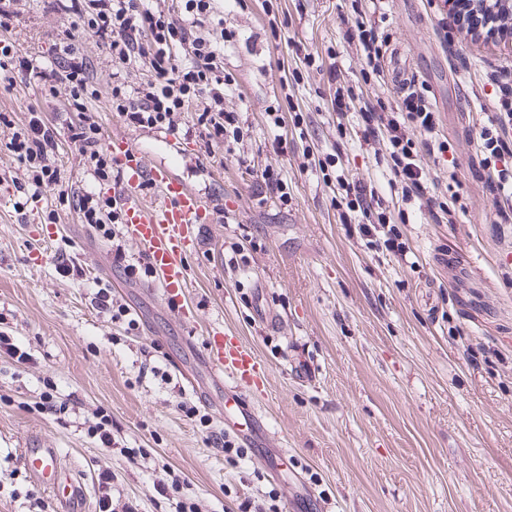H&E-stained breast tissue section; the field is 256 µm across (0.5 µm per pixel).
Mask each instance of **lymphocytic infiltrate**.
<instances>
[{
	"label": "lymphocytic infiltrate",
	"instance_id": "obj_1",
	"mask_svg": "<svg viewBox=\"0 0 512 512\" xmlns=\"http://www.w3.org/2000/svg\"><path fill=\"white\" fill-rule=\"evenodd\" d=\"M19 2L0 0V70L38 78L47 98L63 100L67 111L75 113L68 125L70 140L95 181L111 182L113 165L91 107L92 100L103 94L78 39L82 30L95 33L113 61L148 74L143 82L113 81L106 94L112 110L128 126L175 136L182 115L187 114L208 148L221 147L228 137H240V117L224 104L235 82L224 69V44L230 35L223 30L215 36L201 29L214 0H56L64 16L59 44L41 59L21 52L8 37L21 14ZM343 38L357 45L374 78H381L384 33L357 19L348 23ZM500 92L497 112L475 130L472 140L496 215L506 221L512 219V85L502 84ZM440 125L441 114L426 95L407 86L393 108L361 107L355 134L361 143L384 147L382 160L390 182L400 186L405 201L435 223L450 224L454 213L433 193L435 181L422 163L423 156L439 160L448 150ZM4 128L11 132L5 147L25 172L29 200L39 201L44 188L57 182L49 159L58 148L59 132L38 112L20 127L9 113L1 112L0 130ZM336 206L341 223L360 220L359 231L370 243L393 255H405L406 243L387 215L378 186L346 184Z\"/></svg>",
	"mask_w": 512,
	"mask_h": 512
}]
</instances>
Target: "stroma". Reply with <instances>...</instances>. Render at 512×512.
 Instances as JSON below:
<instances>
[{"instance_id":"1","label":"stroma","mask_w":512,"mask_h":512,"mask_svg":"<svg viewBox=\"0 0 512 512\" xmlns=\"http://www.w3.org/2000/svg\"><path fill=\"white\" fill-rule=\"evenodd\" d=\"M350 3L218 0L208 26L235 33L224 67L236 79L228 103L244 135L215 158L192 125L166 142L97 104L103 140L129 139L151 163L180 155L173 173L205 197L210 219L196 228L188 292L195 321L163 303L123 225L103 236L60 198L93 185L68 136L49 161L57 188L23 216L14 210L23 172L0 146V336L30 355L17 363L0 348V512H39L49 498L20 463L33 439L59 449L89 493L88 512H99L103 470L112 512H174L152 487L174 475L195 512H512V224L496 223L469 139L496 110L491 73L512 65V44L478 46L460 31L446 53L430 0H366V20L390 36L391 75L369 81L358 48L341 38ZM274 15L284 26L271 28ZM61 24L46 0H28L12 38L41 57ZM401 75L417 76L441 113L458 173L441 191L456 208L452 224L413 217L412 205L384 192L390 211L409 215L404 257L339 221L343 182L383 183L384 168L374 147L342 133L331 105L340 84L393 105ZM34 109L53 115L38 83L0 74V112L22 124ZM279 137L287 153L275 152ZM329 153L335 164L320 169ZM269 166L286 198L260 190ZM236 245L247 258L239 267L230 262ZM130 265L137 275H127ZM98 286L135 327L93 305ZM213 326L268 366L264 392L251 396L270 432L263 458L235 464L206 442L224 428V387L201 362ZM300 361L313 381L296 378ZM47 379L63 412L43 406ZM104 413L108 448L92 432ZM128 448L141 456L127 459Z\"/></svg>"}]
</instances>
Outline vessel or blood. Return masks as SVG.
<instances>
[{"instance_id": "1", "label": "vessel or blood", "mask_w": 512, "mask_h": 512, "mask_svg": "<svg viewBox=\"0 0 512 512\" xmlns=\"http://www.w3.org/2000/svg\"><path fill=\"white\" fill-rule=\"evenodd\" d=\"M108 148L121 169L122 179L113 186L119 201L121 222L128 236L143 248L153 269L164 304L188 315L191 304L189 260L195 227L206 220V203L185 182L170 176L165 165L147 163L143 151L128 141L109 142ZM152 184L160 193L158 203L140 199L142 184ZM203 359L215 379L230 377L224 389V411L237 427L242 443L248 448L263 447L267 433L254 409L244 407L241 397L268 380L266 366L252 348L223 329H209ZM58 449L32 445L22 451L26 469L39 473L53 494L55 512H86L87 491L80 482L62 474L57 465Z\"/></svg>"}]
</instances>
